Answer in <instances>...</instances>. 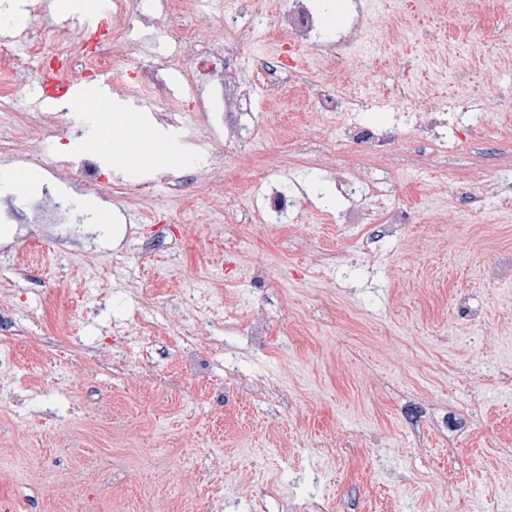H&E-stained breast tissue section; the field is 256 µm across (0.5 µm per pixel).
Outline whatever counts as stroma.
<instances>
[{"instance_id":"obj_1","label":"stroma","mask_w":512,"mask_h":512,"mask_svg":"<svg viewBox=\"0 0 512 512\" xmlns=\"http://www.w3.org/2000/svg\"><path fill=\"white\" fill-rule=\"evenodd\" d=\"M327 34L364 29L342 56L295 47L255 0L238 29L259 61L288 74L275 98L255 86L253 145L221 165L184 166L198 148L141 122L174 153L150 199L144 167L101 156L97 191L60 177L78 140L50 126L40 192L74 203L67 250L38 227L0 223V503L12 512H512V0H308ZM41 0H0L27 37L52 47ZM336 84L339 115L310 90ZM407 85L411 97L394 96ZM0 112V195L24 169L15 131L32 111ZM436 108L434 136L415 106ZM355 122L385 132L379 154L344 142ZM364 186L351 197L340 177ZM95 198L112 221L97 224ZM361 205L370 224H345ZM391 210L406 224L383 235ZM120 245H113L116 230ZM260 319L265 343L251 334ZM210 350L196 374L182 337ZM124 351L126 370L112 366ZM95 355L91 365L83 359ZM240 377L250 390L226 391ZM260 510H253V503Z\"/></svg>"}]
</instances>
